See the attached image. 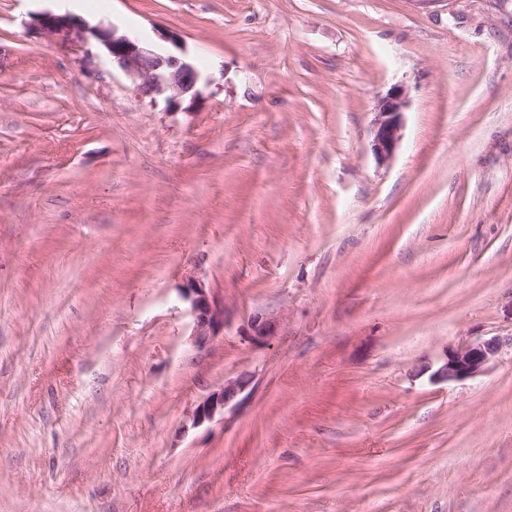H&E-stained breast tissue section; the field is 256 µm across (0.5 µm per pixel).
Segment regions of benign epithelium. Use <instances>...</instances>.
Returning a JSON list of instances; mask_svg holds the SVG:
<instances>
[{
	"label": "benign epithelium",
	"instance_id": "1",
	"mask_svg": "<svg viewBox=\"0 0 512 512\" xmlns=\"http://www.w3.org/2000/svg\"><path fill=\"white\" fill-rule=\"evenodd\" d=\"M29 28L49 41L77 44L83 48L79 71L90 72L95 54L93 45L105 55L112 67L131 77L137 93L153 105L164 104L167 112L181 109L187 98L195 99L200 72L183 58L164 54L155 41L132 36L111 21L95 24L71 14L41 11L31 15ZM407 106V91L402 86L391 88L375 105L374 134L371 150L380 163L390 161L400 141L402 114ZM181 298L194 316L195 342L202 347L224 331V300L212 293L198 277L187 279L179 288ZM276 322L263 313L255 314L248 328V338L259 343L274 334ZM502 346L498 337L476 340L447 350L445 358L433 372V378L446 382H463L481 374L494 360ZM248 383L244 376L224 382V386L204 397L188 416L197 427L224 413Z\"/></svg>",
	"mask_w": 512,
	"mask_h": 512
}]
</instances>
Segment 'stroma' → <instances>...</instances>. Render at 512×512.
Returning a JSON list of instances; mask_svg holds the SVG:
<instances>
[{"label": "stroma", "mask_w": 512, "mask_h": 512, "mask_svg": "<svg viewBox=\"0 0 512 512\" xmlns=\"http://www.w3.org/2000/svg\"><path fill=\"white\" fill-rule=\"evenodd\" d=\"M85 2L204 81L151 106L0 0V512H512V348L428 373L512 335V0ZM406 106L407 91L403 86L392 87L376 101L371 150L379 163L390 161L395 154ZM178 289L194 316L195 342L199 347L206 346L224 332V300L212 293L199 277L187 279V283ZM276 328V322L274 319L263 313L255 314L248 328V338L254 342L259 343L264 339L272 336ZM502 346L499 337L476 340L447 350L432 376L435 380L463 382L481 374L494 360ZM248 383L245 376L224 381V386L209 393L188 416L191 426L197 427L212 421L216 415H224L226 406L232 403Z\"/></svg>", "instance_id": "obj_1"}]
</instances>
